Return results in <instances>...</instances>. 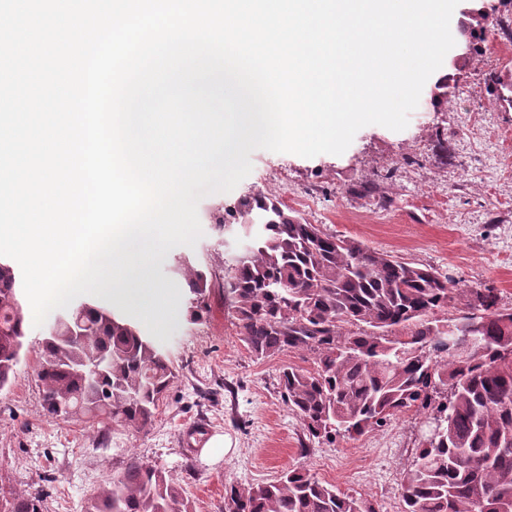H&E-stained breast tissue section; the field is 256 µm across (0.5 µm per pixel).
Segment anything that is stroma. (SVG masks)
<instances>
[{
  "mask_svg": "<svg viewBox=\"0 0 512 512\" xmlns=\"http://www.w3.org/2000/svg\"><path fill=\"white\" fill-rule=\"evenodd\" d=\"M454 67V97L433 104L426 83L406 129L368 125L339 156L303 158L258 149L232 191L198 204L202 237L190 254L210 277L200 324H188L185 284L153 267L156 287L175 289V318L145 331L169 351L178 372L154 420L137 432L85 418L45 415L34 369L50 322L28 326L13 385L0 391V482L44 492L48 512H84L129 458L171 475L195 512H222L224 485L270 482L301 467L322 482L367 500L376 512H401L402 472L426 429L407 413L354 439L309 440L278 387L285 366L313 369L307 352L258 359L247 350L224 299V261L246 229L232 215L240 198L264 192L308 223L379 252L429 265L463 288H492L512 308V108L500 106L491 78L512 72V30L488 26L478 50ZM231 440L220 460L184 440L194 422Z\"/></svg>",
  "mask_w": 512,
  "mask_h": 512,
  "instance_id": "stroma-1",
  "label": "stroma"
}]
</instances>
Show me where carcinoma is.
Segmentation results:
<instances>
[{
  "label": "carcinoma",
  "instance_id": "obj_1",
  "mask_svg": "<svg viewBox=\"0 0 512 512\" xmlns=\"http://www.w3.org/2000/svg\"><path fill=\"white\" fill-rule=\"evenodd\" d=\"M512 107V76L495 75ZM250 245L224 269V297L257 358L314 355L288 366L282 397L307 435L354 438L398 413L423 411L432 429L402 478L403 512H512V309L485 288H458L434 268L326 232L254 194L235 206ZM188 321L203 319L208 277L178 260ZM456 315L443 318L448 309ZM25 316L15 265L0 260V390L11 387ZM80 327L83 340H71ZM105 360L91 377L82 367ZM177 378L168 352L129 320L81 303L56 316L42 340L37 379L52 418L82 415L146 429ZM0 512H47L39 492L4 493ZM85 512H193L161 468L130 458ZM224 512H375L365 500L308 472L257 485L224 486Z\"/></svg>",
  "mask_w": 512,
  "mask_h": 512
}]
</instances>
